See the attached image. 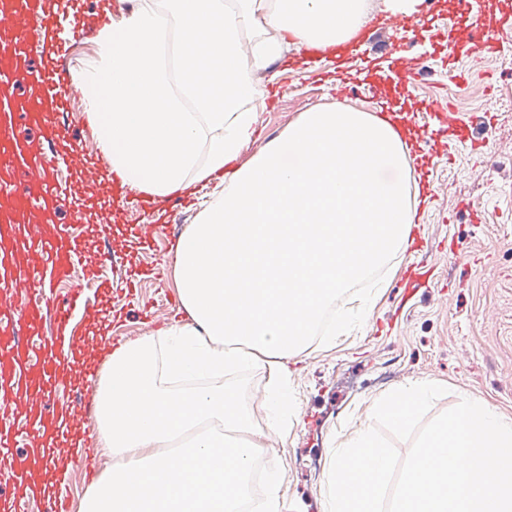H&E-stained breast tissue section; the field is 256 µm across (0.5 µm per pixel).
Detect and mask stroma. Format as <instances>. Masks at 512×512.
I'll return each instance as SVG.
<instances>
[{
  "label": "stroma",
  "mask_w": 512,
  "mask_h": 512,
  "mask_svg": "<svg viewBox=\"0 0 512 512\" xmlns=\"http://www.w3.org/2000/svg\"><path fill=\"white\" fill-rule=\"evenodd\" d=\"M101 0H85L87 32L75 37L69 25L60 32L71 47L69 71L78 70L96 49L104 24ZM408 54L427 67L412 85L408 108L430 103L474 117L473 139L483 152L459 150L451 164H440L436 181L451 179L452 191L420 206L418 228L427 244L414 251L405 244L377 272L383 286L366 320L343 335L317 339L288 361L296 417L288 424L285 448L267 455V472L279 473L286 512H324L326 472L337 443L368 419L374 398L414 383L446 387L430 416L456 406L463 397L493 403L512 418V44L497 63L462 59L466 88H458L441 67L439 48L423 36L403 35ZM299 51L285 45L282 56L259 77L264 92L283 90L270 109L259 111L256 130L237 163L246 165L269 144L281 141L302 113L337 103L336 87L304 75ZM483 88L475 99L472 88ZM109 218L114 246L138 269V305H126L115 289L117 316L112 335L118 344L148 333L141 308L153 305L162 324L187 321L173 276L176 243L167 237L142 246L132 233V213L98 210Z\"/></svg>",
  "instance_id": "obj_1"
}]
</instances>
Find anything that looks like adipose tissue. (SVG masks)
Segmentation results:
<instances>
[{
	"mask_svg": "<svg viewBox=\"0 0 512 512\" xmlns=\"http://www.w3.org/2000/svg\"><path fill=\"white\" fill-rule=\"evenodd\" d=\"M366 0H141L105 24L75 74L112 173L159 200L219 181L175 248L188 323L115 349L98 376L100 441L115 464L81 512H236L260 447L227 374L264 363L279 372L262 396L266 428L293 416L288 358L315 335L328 305L384 265L415 220L410 166L382 117L315 108L250 164L235 161L257 121V73L294 40L350 42ZM257 25L251 41L245 27ZM208 40L189 43L191 33ZM191 434L178 471L170 443Z\"/></svg>",
	"mask_w": 512,
	"mask_h": 512,
	"instance_id": "adipose-tissue-1",
	"label": "adipose tissue"
}]
</instances>
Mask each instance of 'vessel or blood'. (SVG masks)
<instances>
[{
	"label": "vessel or blood",
	"instance_id": "vessel-or-blood-1",
	"mask_svg": "<svg viewBox=\"0 0 512 512\" xmlns=\"http://www.w3.org/2000/svg\"><path fill=\"white\" fill-rule=\"evenodd\" d=\"M459 19L435 24L420 15L378 16L354 40L363 50L358 83L402 97L408 94L421 58L406 60L396 49L405 33H426L443 51V65L474 53H501L512 43V19L488 23L482 0H459ZM57 15L43 0H0V457L10 462L8 494H0V512H21L39 504L42 512H68L69 494L61 472L72 461L91 467L92 457L74 451L91 438L79 421L89 412L80 401H62L66 389L90 386L83 367V337L71 331L82 318L101 344L111 345L112 307L104 297L122 267L111 251L98 267L86 271V288L60 297L56 285L67 280L84 259L83 224L90 204L135 206L143 223L141 242H150L154 225L145 217L150 203L129 202V188L98 171L87 180L88 158L70 138L64 120L78 86L66 76V45L57 38ZM40 58L31 68L30 58ZM427 122L414 123L407 139L412 166L428 175L430 161L418 154L420 141L434 128L449 131L448 148L470 141L472 119L436 104L427 105ZM39 129L36 139L20 137L19 123ZM71 221H56L59 210Z\"/></svg>",
	"mask_w": 512,
	"mask_h": 512
}]
</instances>
